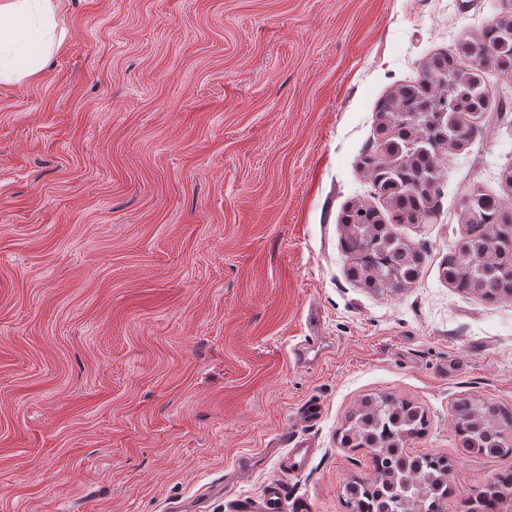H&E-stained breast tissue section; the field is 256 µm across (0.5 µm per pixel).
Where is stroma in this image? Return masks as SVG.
<instances>
[{
    "instance_id": "stroma-1",
    "label": "stroma",
    "mask_w": 512,
    "mask_h": 512,
    "mask_svg": "<svg viewBox=\"0 0 512 512\" xmlns=\"http://www.w3.org/2000/svg\"><path fill=\"white\" fill-rule=\"evenodd\" d=\"M501 7L59 0L63 48L0 84V512H233L273 478L281 512H350L374 462L340 428L387 391L426 411L409 452L454 464L444 512L512 470L454 421L512 408V301L439 272L466 190L512 204V111L442 154L431 223L397 225L413 284L351 278L339 224L380 203L379 101Z\"/></svg>"
}]
</instances>
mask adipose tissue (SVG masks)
I'll return each mask as SVG.
<instances>
[{"label": "adipose tissue", "instance_id": "adipose-tissue-1", "mask_svg": "<svg viewBox=\"0 0 512 512\" xmlns=\"http://www.w3.org/2000/svg\"><path fill=\"white\" fill-rule=\"evenodd\" d=\"M65 36L58 0H0V83L39 74Z\"/></svg>", "mask_w": 512, "mask_h": 512}]
</instances>
